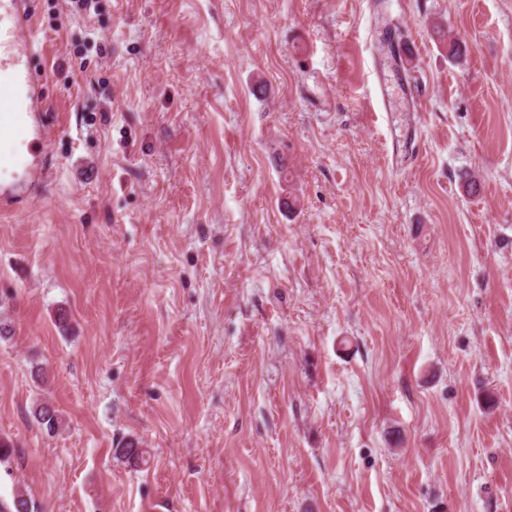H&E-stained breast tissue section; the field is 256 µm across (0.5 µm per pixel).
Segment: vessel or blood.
Listing matches in <instances>:
<instances>
[{
	"instance_id": "1",
	"label": "vessel or blood",
	"mask_w": 512,
	"mask_h": 512,
	"mask_svg": "<svg viewBox=\"0 0 512 512\" xmlns=\"http://www.w3.org/2000/svg\"><path fill=\"white\" fill-rule=\"evenodd\" d=\"M34 46L28 0H0V136L31 146L29 159L21 164L29 187L50 175L39 152L49 141L47 106L41 83L26 63Z\"/></svg>"
}]
</instances>
